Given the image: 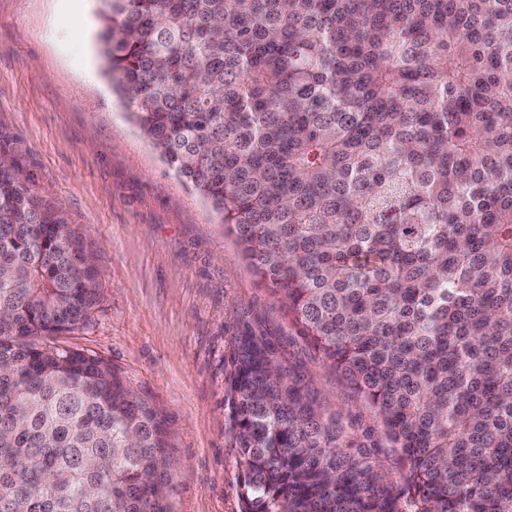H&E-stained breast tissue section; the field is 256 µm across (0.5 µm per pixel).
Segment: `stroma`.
Listing matches in <instances>:
<instances>
[{"label": "stroma", "mask_w": 512, "mask_h": 512, "mask_svg": "<svg viewBox=\"0 0 512 512\" xmlns=\"http://www.w3.org/2000/svg\"><path fill=\"white\" fill-rule=\"evenodd\" d=\"M99 0H0V157L96 257L82 330L43 338L104 359L164 419L170 512H242L227 390L237 338L265 337L340 414L396 489L399 452L372 405L290 324L212 204L165 163L104 74Z\"/></svg>", "instance_id": "1"}]
</instances>
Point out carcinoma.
Masks as SVG:
<instances>
[{"label":"carcinoma","instance_id":"cac0c4a2","mask_svg":"<svg viewBox=\"0 0 512 512\" xmlns=\"http://www.w3.org/2000/svg\"><path fill=\"white\" fill-rule=\"evenodd\" d=\"M138 127L376 410L412 512H512V0H104ZM91 254L0 161V512H169L167 430L87 326ZM243 512H401L238 338Z\"/></svg>","mask_w":512,"mask_h":512}]
</instances>
